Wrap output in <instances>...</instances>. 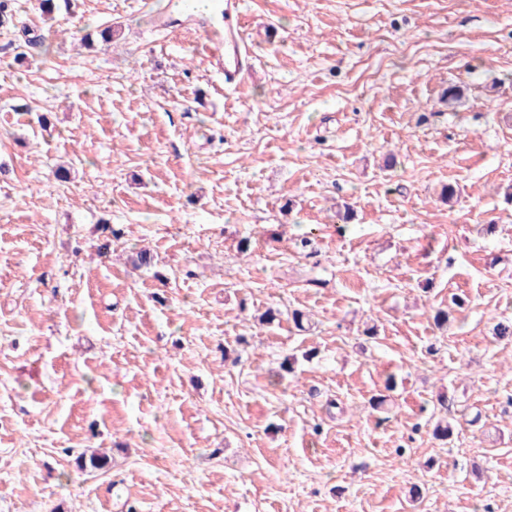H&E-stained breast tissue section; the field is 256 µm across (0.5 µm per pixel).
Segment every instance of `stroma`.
I'll return each instance as SVG.
<instances>
[{
	"label": "stroma",
	"instance_id": "obj_1",
	"mask_svg": "<svg viewBox=\"0 0 512 512\" xmlns=\"http://www.w3.org/2000/svg\"><path fill=\"white\" fill-rule=\"evenodd\" d=\"M168 5L0 27V512H512V0ZM243 0L219 2L218 15L224 25L222 40L207 35L206 50L210 59L224 72V86H236L253 67L246 44Z\"/></svg>",
	"mask_w": 512,
	"mask_h": 512
}]
</instances>
